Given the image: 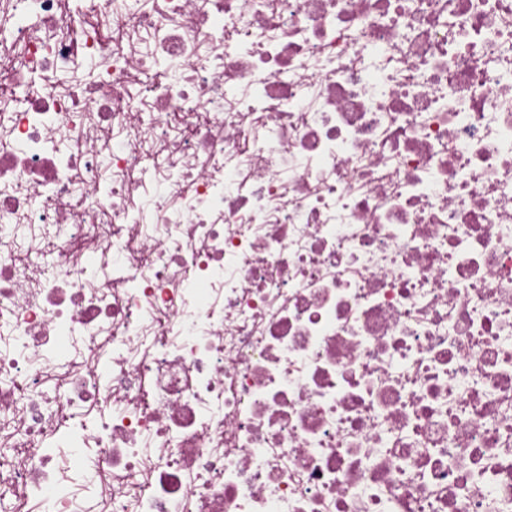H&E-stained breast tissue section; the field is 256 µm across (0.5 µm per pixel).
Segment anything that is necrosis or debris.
I'll list each match as a JSON object with an SVG mask.
<instances>
[{"instance_id": "necrosis-or-debris-1", "label": "necrosis or debris", "mask_w": 512, "mask_h": 512, "mask_svg": "<svg viewBox=\"0 0 512 512\" xmlns=\"http://www.w3.org/2000/svg\"><path fill=\"white\" fill-rule=\"evenodd\" d=\"M0 78V512H512V0H0Z\"/></svg>"}]
</instances>
